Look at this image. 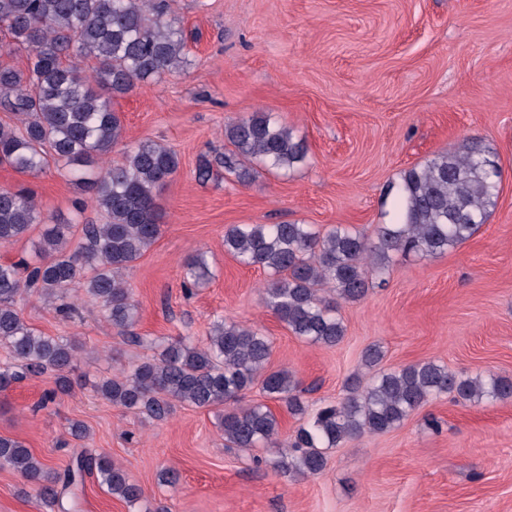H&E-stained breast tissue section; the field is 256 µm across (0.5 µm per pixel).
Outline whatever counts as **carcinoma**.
<instances>
[{"label": "carcinoma", "instance_id": "cac0c4a2", "mask_svg": "<svg viewBox=\"0 0 512 512\" xmlns=\"http://www.w3.org/2000/svg\"><path fill=\"white\" fill-rule=\"evenodd\" d=\"M2 28L13 44L26 48L28 63L24 69L0 63V108L16 120L0 124V162L34 178L52 164L66 170L107 216L104 224L83 225L76 244L73 225L42 215L33 188H0L1 246L44 225L35 262L0 263V345L7 351L0 363V392L51 373L55 387L44 394V405L70 390L77 347L66 336L32 327L17 308L24 295L44 298L67 320L76 311L71 291L78 286L128 341L142 342L132 332L139 304L124 275L161 234L156 197L176 175L179 158L163 144L145 140L124 151L121 160H107L123 141L112 100L181 67L187 42L169 0H0ZM224 138L233 149L219 163L241 182L250 176L244 159L286 171L306 157L292 131L263 112L226 125ZM487 160L484 147L470 140L408 169L397 222L377 225L373 240L342 226L322 234L310 224H238L224 234V251L269 273L263 302L295 336L335 346L345 336L336 305L358 303L383 285L391 255L445 253L486 222L499 189ZM212 277L205 252L184 260L186 290L203 287ZM270 355V340L260 330L222 318L205 342L174 339L158 356L103 381L95 392L157 421L167 419L178 403L222 409L225 446L272 448L274 469L291 478L320 474L328 450L364 433L394 429L431 399L452 393L473 403L512 399V378L496 374L458 375L434 361L384 371L383 350L372 345L362 356L368 378L352 381L341 403L318 410L293 438L282 441L267 406L224 409L258 383L291 414L305 413L295 376L268 370ZM0 468L35 484L40 500L58 512L77 507V490L88 477L130 505L144 495L108 456L85 450L60 473L22 442L0 436Z\"/></svg>", "mask_w": 512, "mask_h": 512}]
</instances>
